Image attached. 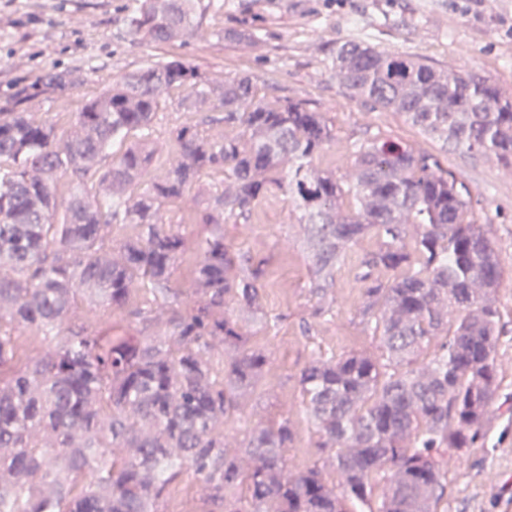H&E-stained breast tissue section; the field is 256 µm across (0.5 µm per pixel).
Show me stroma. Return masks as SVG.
<instances>
[{
	"label": "stroma",
	"instance_id": "obj_1",
	"mask_svg": "<svg viewBox=\"0 0 512 512\" xmlns=\"http://www.w3.org/2000/svg\"><path fill=\"white\" fill-rule=\"evenodd\" d=\"M126 6L127 0H0V107L27 89L38 96L40 117L65 130L114 75L182 60L219 80L250 76L267 99L303 100L324 112L336 138L314 159L320 171L343 177L353 160L348 143L381 135L433 154L468 185L473 215L487 225L504 268L495 293L498 394L481 437L460 461L449 463L437 512H512V167L444 145L401 114L352 96L334 68L337 46L360 39L467 73L512 99V0H478L470 11L457 0H224L223 10L208 12L198 36L158 44L133 39ZM50 69L76 70L80 82L38 95L37 80ZM163 217L185 238L171 279L172 287L184 289L191 283L197 242L210 228L192 223L186 202L170 204ZM223 230L233 252L261 263L263 311L280 320L274 334L251 326L253 345L270 357L263 386L280 399L257 410L270 424L288 417L293 440L285 458L299 472L321 454L299 375L317 355L340 357L372 347V333L360 317L363 290L356 274L378 240L364 236L348 252L336 271L333 301L316 317L303 233L287 193L262 200Z\"/></svg>",
	"mask_w": 512,
	"mask_h": 512
}]
</instances>
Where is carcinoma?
<instances>
[{
  "label": "carcinoma",
  "instance_id": "obj_1",
  "mask_svg": "<svg viewBox=\"0 0 512 512\" xmlns=\"http://www.w3.org/2000/svg\"><path fill=\"white\" fill-rule=\"evenodd\" d=\"M216 0H129L131 36L187 40ZM345 87L403 114L428 137L512 165V102L469 75L351 40L336 47ZM50 71L43 94L73 86ZM179 89L176 154L157 137L159 102ZM0 108V512H164L168 486L189 469L206 491L197 512H435L448 456L472 447L497 395L494 294L504 271L470 190L434 155L386 137L353 151L340 181L313 165L333 139L325 113L266 100L248 77L206 78L171 60L112 78L62 132L25 90ZM207 171L224 191L192 204L211 231L197 242L189 288L170 287L185 247L161 210ZM68 178V196L58 185ZM299 211L314 313L332 301L336 269L356 242L378 236L360 261L371 281L360 311L378 345L313 359L299 384L322 464L288 470V417L245 425L228 446V421L261 398L269 356L248 321H262L263 271L236 258L222 224L272 189ZM138 233L112 244V225ZM391 273L385 282L373 272ZM482 287H471L474 280ZM148 288L153 299L129 306ZM99 309L129 308L135 336L87 331L78 294ZM57 336L19 363L14 332ZM337 480L327 477L328 471Z\"/></svg>",
  "mask_w": 512,
  "mask_h": 512
}]
</instances>
